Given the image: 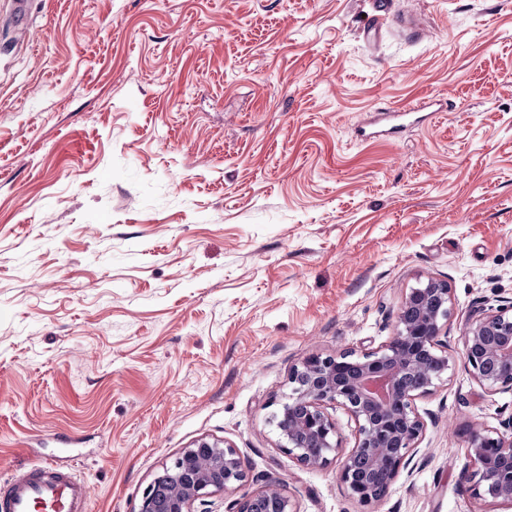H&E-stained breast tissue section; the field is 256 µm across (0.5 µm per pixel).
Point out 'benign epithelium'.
I'll use <instances>...</instances> for the list:
<instances>
[{
  "instance_id": "1",
  "label": "benign epithelium",
  "mask_w": 512,
  "mask_h": 512,
  "mask_svg": "<svg viewBox=\"0 0 512 512\" xmlns=\"http://www.w3.org/2000/svg\"><path fill=\"white\" fill-rule=\"evenodd\" d=\"M415 308L410 321L398 317L394 336L381 348L357 354L311 355L294 366L288 377V401L272 414L278 447L307 468H322L341 459L340 479L364 504L383 498L359 473L361 464L385 469L395 479L410 463L409 451L425 430L416 400L448 370L443 348L452 316L450 288L430 279L405 294L401 309ZM464 359L477 384L485 389L512 391V371L495 365L512 364V306L498 307L473 319L464 332ZM415 374L420 389L404 384ZM339 404L356 423L353 448L342 453L336 424L327 409ZM468 454L475 466L474 495L512 503V436L485 428L470 432ZM249 481L239 452L227 441L206 438L184 449L145 488L138 512H191L206 496L238 489ZM256 497L275 502L276 512H295L280 484L268 480L261 489L230 504L227 512H249Z\"/></svg>"
}]
</instances>
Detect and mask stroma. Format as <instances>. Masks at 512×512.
Segmentation results:
<instances>
[{
  "instance_id": "1",
  "label": "stroma",
  "mask_w": 512,
  "mask_h": 512,
  "mask_svg": "<svg viewBox=\"0 0 512 512\" xmlns=\"http://www.w3.org/2000/svg\"><path fill=\"white\" fill-rule=\"evenodd\" d=\"M0 0V482L45 460L91 512H137L201 438L296 512H512L477 499L472 429L512 432L463 332L512 303V0ZM449 108L396 140L370 111ZM447 282L451 367L365 505L277 446L306 357L388 343Z\"/></svg>"
}]
</instances>
